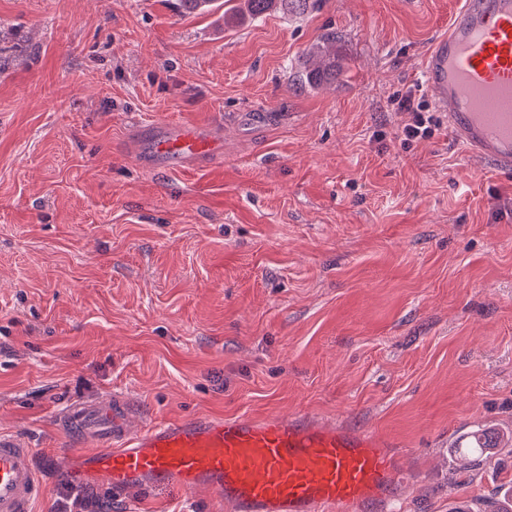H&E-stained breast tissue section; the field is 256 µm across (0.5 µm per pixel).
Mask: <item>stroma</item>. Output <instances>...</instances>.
I'll return each mask as SVG.
<instances>
[{
  "instance_id": "35a3bbf8",
  "label": "stroma",
  "mask_w": 512,
  "mask_h": 512,
  "mask_svg": "<svg viewBox=\"0 0 512 512\" xmlns=\"http://www.w3.org/2000/svg\"><path fill=\"white\" fill-rule=\"evenodd\" d=\"M459 0H314L224 21V2L0 0V431L53 512L67 486L112 512H225L68 479L57 415L116 394L131 432L194 415L308 409L396 446L398 512L492 502L512 430V173L441 113L404 144L392 100L424 86ZM336 33V77L299 79ZM222 128L223 160L148 169L140 123ZM479 441L474 445L465 444L462 457L466 459L470 469L475 468L481 457L485 454L493 453L497 448H511L512 447V434L508 435L494 427H487L480 430Z\"/></svg>"
}]
</instances>
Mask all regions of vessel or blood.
Here are the masks:
<instances>
[{
	"label": "vessel or blood",
	"mask_w": 512,
	"mask_h": 512,
	"mask_svg": "<svg viewBox=\"0 0 512 512\" xmlns=\"http://www.w3.org/2000/svg\"><path fill=\"white\" fill-rule=\"evenodd\" d=\"M423 76L464 151L512 172V0H462ZM135 133V154L151 167L190 169L224 155L223 133L208 124H141ZM128 415L114 395L69 405L58 423L76 449L68 471L108 478L116 498L136 487L204 489L227 512H370L400 500L404 473L390 443L314 412L198 415L136 435ZM40 495L30 448L0 432V512H33Z\"/></svg>",
	"instance_id": "b4317fda"
}]
</instances>
